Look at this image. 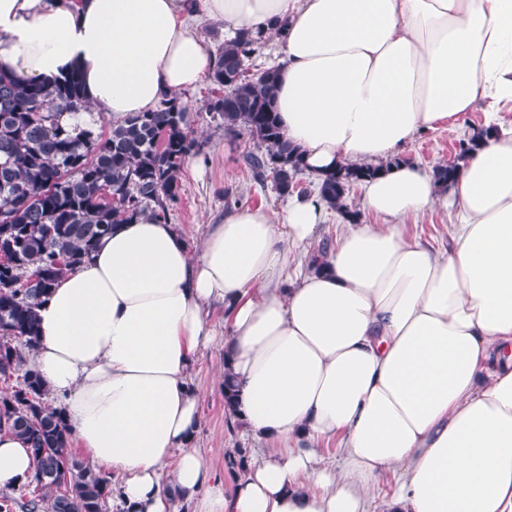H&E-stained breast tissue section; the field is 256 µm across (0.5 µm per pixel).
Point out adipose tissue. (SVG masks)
I'll use <instances>...</instances> for the list:
<instances>
[{
	"label": "adipose tissue",
	"mask_w": 512,
	"mask_h": 512,
	"mask_svg": "<svg viewBox=\"0 0 512 512\" xmlns=\"http://www.w3.org/2000/svg\"><path fill=\"white\" fill-rule=\"evenodd\" d=\"M197 19L278 42L273 107L307 172L381 171L323 255L315 196L227 210L195 250L175 224L114 226L38 310L32 363L73 446L124 512H512V0H0V71H79L70 123L117 126L212 73ZM473 112L489 134L448 188L401 161ZM439 210L435 247L410 227ZM215 343L261 444L230 486L195 446ZM33 474L1 431L0 488Z\"/></svg>",
	"instance_id": "1"
}]
</instances>
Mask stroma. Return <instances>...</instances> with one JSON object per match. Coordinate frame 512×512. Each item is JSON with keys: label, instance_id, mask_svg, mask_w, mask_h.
Here are the masks:
<instances>
[{"label": "stroma", "instance_id": "obj_1", "mask_svg": "<svg viewBox=\"0 0 512 512\" xmlns=\"http://www.w3.org/2000/svg\"><path fill=\"white\" fill-rule=\"evenodd\" d=\"M209 83L182 92L181 99L196 115L193 136L207 155L199 167H184L182 190L170 212L169 221L185 227L192 242H200L206 225L216 222L225 210L236 202L280 210L282 197L272 187H261L244 165L245 153L256 150L257 144L248 134L237 137L225 135L221 121L215 120L207 109ZM462 128L448 126L417 137L405 148L404 160L427 168L447 164L455 156ZM224 361V350L216 346L203 352L192 371V382L202 394V421L196 437L206 465L219 474H226L224 456L238 447H252V440L239 429L227 426L224 416L223 386L215 377L216 367Z\"/></svg>", "mask_w": 512, "mask_h": 512}]
</instances>
